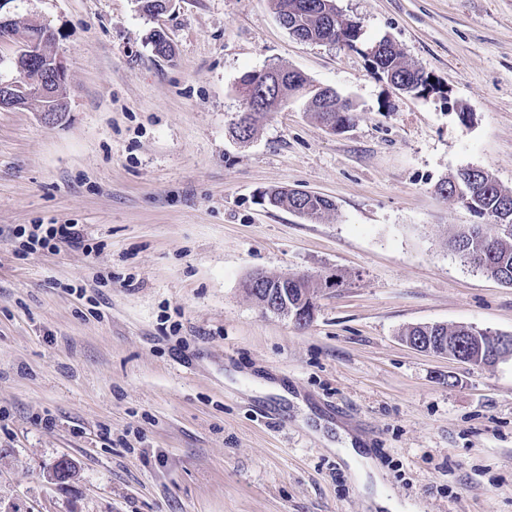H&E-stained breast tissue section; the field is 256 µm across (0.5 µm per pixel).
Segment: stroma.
<instances>
[{
  "instance_id": "1",
  "label": "stroma",
  "mask_w": 512,
  "mask_h": 512,
  "mask_svg": "<svg viewBox=\"0 0 512 512\" xmlns=\"http://www.w3.org/2000/svg\"><path fill=\"white\" fill-rule=\"evenodd\" d=\"M335 2L356 48L297 40L270 0L0 5L51 29L66 69L56 124L0 108V512H365L345 434L399 512H512V356L404 339L512 336V286L448 246L475 216L435 191L468 167L512 190V0ZM384 38L443 95L374 74ZM274 66L351 99L350 128L297 98L234 139L240 78ZM275 188L335 209L304 219L262 199ZM53 223L92 252L12 236ZM258 271L311 275L312 322L252 299ZM405 336L407 343L411 346L424 351L434 352L431 344L429 342H427V344L422 342V337L420 336H462V340H465L464 336H471L473 340H476V337L474 336H478L483 340L485 349H488V347L493 346L494 336L497 335L492 334L490 331L478 329L473 326H459L454 329L445 330L444 328H437L433 325L432 327H429V325H423L411 327L407 330Z\"/></svg>"
}]
</instances>
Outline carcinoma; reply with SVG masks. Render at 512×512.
<instances>
[{
	"label": "carcinoma",
	"instance_id": "obj_1",
	"mask_svg": "<svg viewBox=\"0 0 512 512\" xmlns=\"http://www.w3.org/2000/svg\"><path fill=\"white\" fill-rule=\"evenodd\" d=\"M279 18L294 37L303 41L335 43L354 48L362 36V26L344 16L335 0H271ZM373 69L395 88L415 97L435 92L424 71L409 67L402 52L388 39L370 48ZM271 84L258 93L254 91L255 73L242 76L239 93L244 101L247 118L237 123L233 133L238 140H249L257 117L288 103V99L301 91L308 93V107L317 119L333 132L341 133L354 119L355 106L330 89L310 88L309 80L300 72L282 68L272 69ZM436 191L445 198L457 199L474 215L487 219L484 224H473L452 239L454 250L472 267L494 278L506 277L512 281V191L500 187L491 174L474 168L467 176L460 174L440 181ZM269 204L283 206L295 212L304 211V217L313 221L335 209L334 203L321 197L305 198L292 190L277 188L263 193ZM314 283L310 280L293 285L288 290V303L313 300ZM408 336H478L485 347L493 346L494 334L473 326L454 329L412 327Z\"/></svg>",
	"mask_w": 512,
	"mask_h": 512
}]
</instances>
